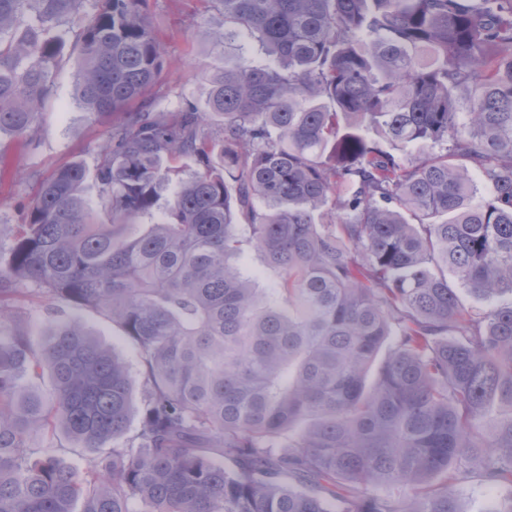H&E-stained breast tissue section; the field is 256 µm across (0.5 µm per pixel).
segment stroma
Masks as SVG:
<instances>
[{
  "mask_svg": "<svg viewBox=\"0 0 512 512\" xmlns=\"http://www.w3.org/2000/svg\"><path fill=\"white\" fill-rule=\"evenodd\" d=\"M154 31L165 49L166 65L147 98L161 108L176 109L181 101L204 105L214 69L230 63L261 61L260 52L239 43L225 45L224 14L208 0H148ZM75 53L60 64L53 96L29 135L0 136V230L10 231L34 199L40 183L62 166L80 161L95 169L104 157L111 118L84 112L77 103ZM33 333H40L49 314L77 317L97 339L126 359L131 343L105 315L78 311L48 299L25 303Z\"/></svg>",
  "mask_w": 512,
  "mask_h": 512,
  "instance_id": "obj_1",
  "label": "stroma"
}]
</instances>
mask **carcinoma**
Returning a JSON list of instances; mask_svg holds the SVG:
<instances>
[{
  "label": "carcinoma",
  "mask_w": 512,
  "mask_h": 512,
  "mask_svg": "<svg viewBox=\"0 0 512 512\" xmlns=\"http://www.w3.org/2000/svg\"><path fill=\"white\" fill-rule=\"evenodd\" d=\"M87 2L0 0V135L68 44L81 108L122 114L98 211L73 161L0 245V512H464L475 478L512 512V301H463L512 298V0H209L271 63L176 112L126 111L165 67L147 0ZM42 296L135 347L132 440L128 364L77 320L34 339ZM240 263L243 269L255 277L261 285L270 283L277 277L275 272L264 266L260 256L250 248H246Z\"/></svg>",
  "instance_id": "obj_1"
}]
</instances>
